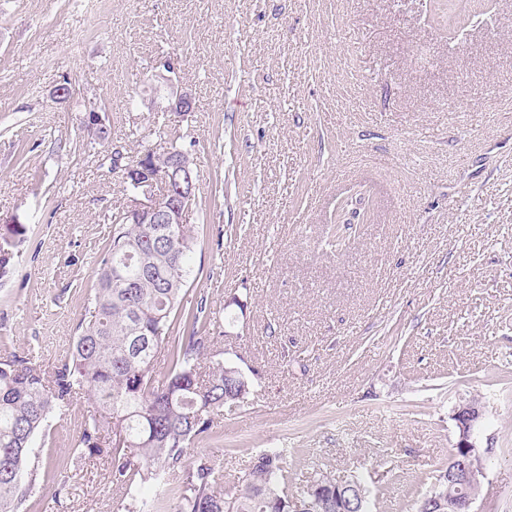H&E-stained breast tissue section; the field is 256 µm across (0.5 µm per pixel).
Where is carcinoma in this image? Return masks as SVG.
Here are the masks:
<instances>
[{
	"label": "carcinoma",
	"instance_id": "obj_1",
	"mask_svg": "<svg viewBox=\"0 0 512 512\" xmlns=\"http://www.w3.org/2000/svg\"><path fill=\"white\" fill-rule=\"evenodd\" d=\"M109 221L112 238L86 291L88 319L69 353L48 370L30 358L0 359V512H20L23 489L50 480L32 444L54 412L82 395L93 413L72 454L106 464L112 485L130 495L127 512H168V493L180 499L179 512H292L299 498L309 512H334L338 488L348 496L361 490L362 512H371L358 481L322 474L292 488L284 450L256 455L232 478L215 476L204 456L189 459L224 409L247 402L255 378L219 359L203 371L216 322L204 299L186 297L191 225L135 224L123 211ZM160 357L167 364L161 379L154 369Z\"/></svg>",
	"mask_w": 512,
	"mask_h": 512
}]
</instances>
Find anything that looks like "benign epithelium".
<instances>
[{
	"mask_svg": "<svg viewBox=\"0 0 512 512\" xmlns=\"http://www.w3.org/2000/svg\"><path fill=\"white\" fill-rule=\"evenodd\" d=\"M157 68L155 77L165 81L167 93L162 102L151 97V107L163 111H192L191 90L176 83L179 65L166 57L159 61ZM196 189L189 156L181 152L155 174L137 183L130 217L143 224H184L186 215L192 210ZM481 416L480 408L473 403L464 404L455 412L459 441L443 477L430 496L434 512H442L449 506L455 512H471L485 476L483 468L471 464V460L480 455V449L473 442V432Z\"/></svg>",
	"mask_w": 512,
	"mask_h": 512,
	"instance_id": "7a95c632",
	"label": "benign epithelium"
}]
</instances>
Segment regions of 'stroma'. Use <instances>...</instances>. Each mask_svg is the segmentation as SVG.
Listing matches in <instances>:
<instances>
[{
  "label": "stroma",
  "mask_w": 512,
  "mask_h": 512,
  "mask_svg": "<svg viewBox=\"0 0 512 512\" xmlns=\"http://www.w3.org/2000/svg\"><path fill=\"white\" fill-rule=\"evenodd\" d=\"M177 56L192 111L151 110ZM74 98L52 99L62 78ZM128 158L179 129L198 202L190 294L258 371L191 457L243 473L287 449L297 482L362 481L373 512H416L479 401L486 475L473 512H512V0L448 26L435 0H0V227L22 223L0 280V357L65 356L107 218L130 193L98 169L87 109ZM359 198L347 249L324 246ZM87 400L33 444L67 491L22 512H124L71 450Z\"/></svg>",
  "instance_id": "35a3bbf8"
}]
</instances>
